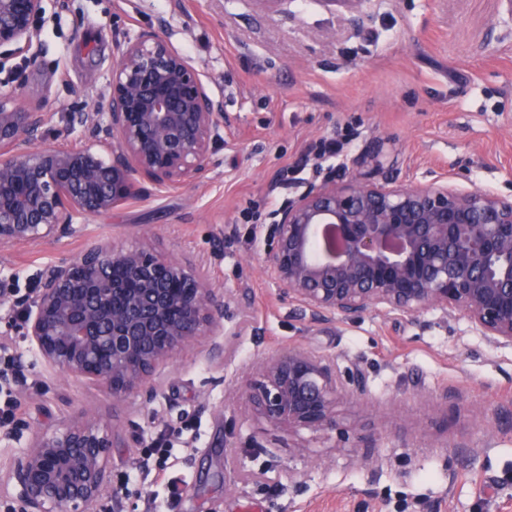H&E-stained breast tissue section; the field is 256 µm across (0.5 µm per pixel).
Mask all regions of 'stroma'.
Instances as JSON below:
<instances>
[{
    "label": "stroma",
    "instance_id": "obj_1",
    "mask_svg": "<svg viewBox=\"0 0 512 512\" xmlns=\"http://www.w3.org/2000/svg\"><path fill=\"white\" fill-rule=\"evenodd\" d=\"M151 27L203 73L224 103L210 171L193 186L151 189L139 202L84 219L82 235L0 250V282L16 296L47 263L97 242L153 244L203 266L227 293L224 334L159 366L155 402H113L102 386L50 373L0 304V353L18 357L19 422L0 427V461L84 410L144 438H164L170 496L138 448L112 451L120 512H512V347L465 320L429 311L407 320L368 313L314 320L279 295L256 259L258 236L294 195L282 171L321 179L311 147L352 126L337 176L512 193V14L501 0H45L36 63H0V85L54 115V137L88 134L101 111L118 42ZM224 357L207 356L211 343ZM283 346L360 366L367 395L337 409V430L301 431L305 452L237 403L233 388L258 357ZM284 468L298 482L278 481Z\"/></svg>",
    "mask_w": 512,
    "mask_h": 512
}]
</instances>
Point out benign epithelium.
I'll return each mask as SVG.
<instances>
[{
	"mask_svg": "<svg viewBox=\"0 0 512 512\" xmlns=\"http://www.w3.org/2000/svg\"><path fill=\"white\" fill-rule=\"evenodd\" d=\"M45 0H0V61L35 56ZM51 113L0 91V248L81 232L77 219L146 196L144 183L204 177L224 127L223 101L164 37L117 46L105 111L77 146L50 143ZM145 227L131 244H94L45 267L21 302V336L51 372L104 385L121 401L202 336L223 335L225 294ZM257 258L279 293L314 317L437 311L512 346V194L432 182L338 178L288 199ZM363 370L292 347L253 362L235 390L269 430L338 426L336 406L366 396ZM143 437L92 412L52 427L5 461L0 496L21 512H117L112 449Z\"/></svg>",
	"mask_w": 512,
	"mask_h": 512,
	"instance_id": "benign-epithelium-1",
	"label": "benign epithelium"
}]
</instances>
